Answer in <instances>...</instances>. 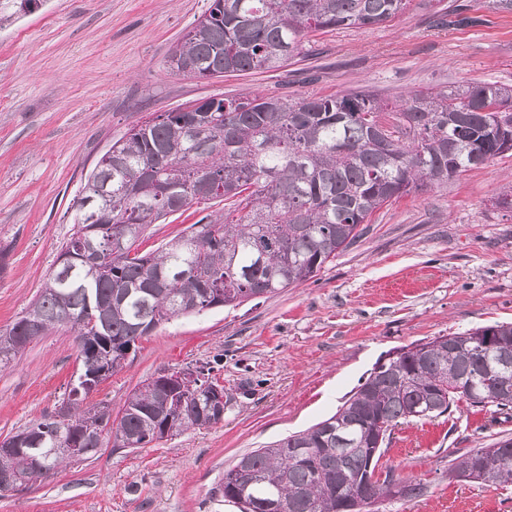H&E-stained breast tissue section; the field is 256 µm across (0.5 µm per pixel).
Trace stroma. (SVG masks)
Returning a JSON list of instances; mask_svg holds the SVG:
<instances>
[{
	"mask_svg": "<svg viewBox=\"0 0 512 512\" xmlns=\"http://www.w3.org/2000/svg\"><path fill=\"white\" fill-rule=\"evenodd\" d=\"M210 0H36L0 25V330L38 295L73 232L75 200L110 145L146 118L216 95L297 98L409 93L474 81L512 87V9L498 0H419L390 22L310 33L306 55L271 72L201 80L170 71L171 49ZM512 154L393 201L317 276L259 303L175 318L137 344L89 396L120 409L164 371L217 363L224 419L133 451L60 468L0 493V512H239L214 489L244 454L333 415L390 351L512 322ZM223 205L150 225L152 251ZM79 369L67 328L0 370V438L51 412ZM512 420L458 405L398 426L380 464L429 492L383 512H512V485L449 478L448 451L486 448Z\"/></svg>",
	"mask_w": 512,
	"mask_h": 512,
	"instance_id": "35a3bbf8",
	"label": "stroma"
}]
</instances>
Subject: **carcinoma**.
I'll use <instances>...</instances> for the list:
<instances>
[{"instance_id": "cac0c4a2", "label": "carcinoma", "mask_w": 512, "mask_h": 512, "mask_svg": "<svg viewBox=\"0 0 512 512\" xmlns=\"http://www.w3.org/2000/svg\"><path fill=\"white\" fill-rule=\"evenodd\" d=\"M412 0H211L168 56L169 68L212 79L278 70L303 54L309 32L373 27ZM392 115L388 129L365 115ZM512 152V88L473 82L414 91L390 107L371 91L210 97L129 129L103 155L83 187L71 237L37 298L0 331V365L26 347L24 336L59 327L76 334L81 369L53 412L11 435L31 453L0 460L21 475L0 493L34 484L66 461L104 448H143L224 420L211 402L224 389L215 367L162 372L117 412L86 403L127 352L160 324L185 314L239 306L295 287L353 245L384 205L441 185ZM224 187V212L152 252L136 243L149 225L193 203L206 184ZM112 188L105 200L100 190ZM413 345L378 363L329 418L243 455L217 492L240 512H348L357 499L376 506L416 499L420 480L387 469L383 452L403 422L442 416L459 402L512 419V324L479 326ZM310 448L299 458L292 449ZM485 449L451 451L448 477ZM37 456L42 463L31 458Z\"/></svg>"}]
</instances>
